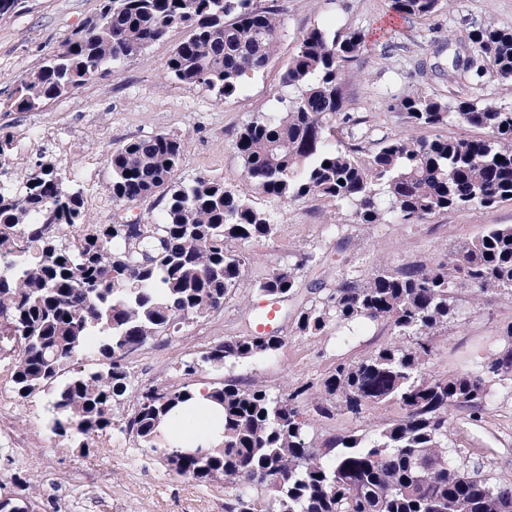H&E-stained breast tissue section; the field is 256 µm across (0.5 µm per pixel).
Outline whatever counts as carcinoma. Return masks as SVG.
<instances>
[{"mask_svg": "<svg viewBox=\"0 0 512 512\" xmlns=\"http://www.w3.org/2000/svg\"><path fill=\"white\" fill-rule=\"evenodd\" d=\"M444 0H391L399 16L429 17ZM283 6L253 0H101L97 14L21 79L11 109L32 112L125 61L185 31L165 64V79L200 86L222 100L272 62ZM364 34H330L313 27L288 60L275 112L254 114L235 148L245 184L231 190L200 175L176 179L185 141L156 133L112 152V201L158 196L163 206L144 223L91 224L81 195L55 164L39 158L13 178V138L0 132V335L14 337L11 381L21 398L49 397L50 432L83 450L116 430L135 448H148L179 476L201 487L224 486V512H512V484L497 485L454 465L448 448V411L464 407L473 421L490 400V383L512 381V346L483 360L480 369L428 377V338L458 316L456 295L469 290L512 295V225L493 224L455 245L436 263L382 264L363 279L349 274L295 318V332L317 336L334 325L353 329L371 321L397 341L357 361H341L319 389L307 383L285 395L233 380L211 384L224 407V442L156 444L158 427L193 398L190 379L257 357L283 344L275 332L248 331L211 344L179 363L186 383L137 385L127 350L180 330L224 309L245 279V247L274 234L251 193L280 202L316 198L348 207L355 224H400L472 206L512 201V105L483 99L444 102L427 94L401 99L396 109L412 127L451 122L485 136L456 139L383 136L364 144L362 119L345 111L343 80L364 46ZM445 69L489 71L512 81V28L487 23L469 31ZM349 141H343V137ZM330 166H324V163ZM72 242H59L61 229ZM300 255L259 285L284 301L298 272L312 261ZM98 355L99 367L61 380L80 355ZM133 397L121 419L114 407ZM313 397L315 413L359 416L393 401L401 415L363 433L319 437L300 408ZM208 450L204 458L181 454ZM0 493V512H45L30 482Z\"/></svg>", "mask_w": 512, "mask_h": 512, "instance_id": "cac0c4a2", "label": "carcinoma"}]
</instances>
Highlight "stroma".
<instances>
[{
  "label": "stroma",
  "mask_w": 512,
  "mask_h": 512,
  "mask_svg": "<svg viewBox=\"0 0 512 512\" xmlns=\"http://www.w3.org/2000/svg\"><path fill=\"white\" fill-rule=\"evenodd\" d=\"M99 4L100 0H19L16 12L0 20V129L14 137V169L24 171L41 157L51 160L80 190L95 224L144 220L159 212L156 198L120 206L107 190L112 178L109 154L141 135L168 133L185 138L179 180L188 183L206 173L229 188L242 187L236 136L253 113L275 109L273 93L282 65L303 35L317 25L339 33L358 30L365 36L343 89L347 111L368 120L372 137L410 136L395 105L420 91L445 101L474 97L512 105V82L492 74L477 79L459 71L450 78H435L419 69L424 62L447 61V53H438V45L457 49L460 35L473 27L492 22L512 28V0H451L430 17L410 19L398 17L389 0H282L284 27L277 56L238 95L220 101L195 85L164 84V66L182 37L177 30L126 61L108 79L75 88L41 110L6 109L4 103L20 79L95 15ZM254 202L272 213L277 230L273 237L253 241L246 248L250 266L243 300H232L222 311L141 351L134 364L136 383L180 382L179 362L207 343L252 330L261 300L253 283L272 269L294 262L303 252L316 253L318 260L300 272L297 288L280 305L284 338L280 349L220 374L203 373L197 381L206 384L223 377L244 387L283 393L318 381L338 359H360L388 344L390 337L375 323L346 344L337 342L332 329L318 336L297 335L295 317L315 299V283L334 285L351 270L365 276L383 262L435 260L453 244L479 236L490 225L512 224V201L494 208L443 213L422 224H356L347 210L315 199L273 202L258 194ZM458 304L460 320L431 338L430 374L443 377L474 369L485 356L512 345V337L506 334L512 326V296L475 304L463 292ZM400 413L398 405L389 402L358 418L340 413L314 420L313 428L324 436L359 432ZM0 414L11 419L10 429L0 430V480H9L15 473L32 478L42 499L54 502L60 512H224L223 492L176 475L155 453L133 449L118 433L100 437L89 450L72 449L47 427V397L19 398L3 361ZM448 420V444L456 465L478 469L494 483L512 482V384L492 386L481 421H471L462 408L450 411ZM19 435L27 436L26 448L15 447ZM102 469L109 472L106 484L85 482L86 472Z\"/></svg>",
  "instance_id": "obj_1"
}]
</instances>
